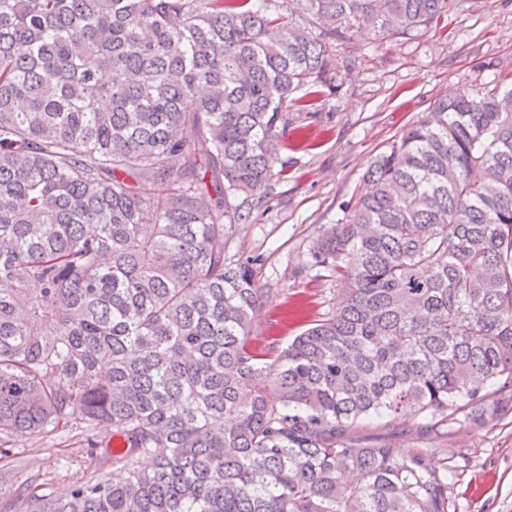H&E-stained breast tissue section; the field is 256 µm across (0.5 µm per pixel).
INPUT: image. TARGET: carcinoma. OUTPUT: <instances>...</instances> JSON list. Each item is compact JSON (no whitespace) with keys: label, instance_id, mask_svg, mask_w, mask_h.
Wrapping results in <instances>:
<instances>
[{"label":"carcinoma","instance_id":"cac0c4a2","mask_svg":"<svg viewBox=\"0 0 512 512\" xmlns=\"http://www.w3.org/2000/svg\"><path fill=\"white\" fill-rule=\"evenodd\" d=\"M308 2L0 0V453L124 444L0 512H448L455 469L353 434L512 404V89L445 93L377 156L309 246L339 306L259 353L262 257L229 243L288 113L340 92L332 45L467 0Z\"/></svg>","mask_w":512,"mask_h":512}]
</instances>
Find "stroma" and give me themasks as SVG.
Returning <instances> with one entry per match:
<instances>
[{
  "label": "stroma",
  "instance_id": "35a3bbf8",
  "mask_svg": "<svg viewBox=\"0 0 512 512\" xmlns=\"http://www.w3.org/2000/svg\"><path fill=\"white\" fill-rule=\"evenodd\" d=\"M338 61L354 59L340 95L312 112H292L270 159L288 173L273 183L259 221L238 225L233 254H261L254 280L262 306L250 341L284 347L336 306V284L311 265L310 242L339 223L342 207L361 187L375 157L413 125L430 117L434 100L454 89L473 91L497 78L512 81V0H472L438 26L409 39L355 36L337 45ZM360 442L386 443L401 453L431 449L433 465L449 463L457 477L448 488L449 512H512V413L481 429L420 435L412 417L360 428ZM85 435L79 429L50 439H19L0 456V494L11 495L37 476L60 493L89 476Z\"/></svg>",
  "mask_w": 512,
  "mask_h": 512
}]
</instances>
